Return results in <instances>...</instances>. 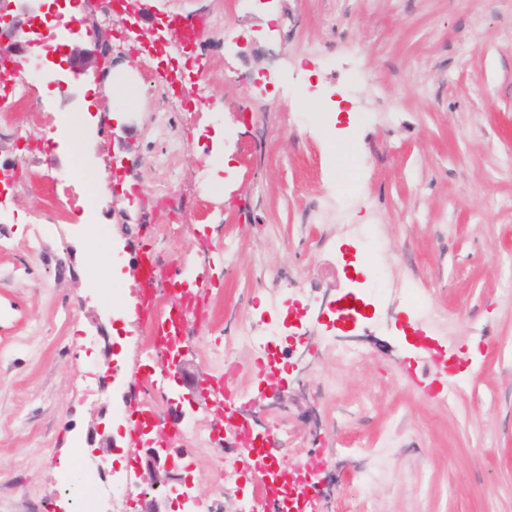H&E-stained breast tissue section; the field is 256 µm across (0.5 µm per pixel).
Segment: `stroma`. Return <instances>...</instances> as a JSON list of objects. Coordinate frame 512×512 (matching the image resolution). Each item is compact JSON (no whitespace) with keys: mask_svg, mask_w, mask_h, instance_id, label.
Instances as JSON below:
<instances>
[{"mask_svg":"<svg viewBox=\"0 0 512 512\" xmlns=\"http://www.w3.org/2000/svg\"><path fill=\"white\" fill-rule=\"evenodd\" d=\"M69 6L103 32L113 74L134 68L137 96L57 67L0 112V512H67L63 459L108 436L137 488L126 512H144L130 418L149 407L195 425L170 434L167 512L225 470L222 512H259L265 476L204 403L229 365L254 433L307 468L315 512H512V0H150L134 25L98 0ZM176 16L202 22L195 44ZM175 71L193 111L173 109ZM47 112L81 117L79 144ZM337 140L352 146L343 180ZM48 171L72 192L42 220ZM158 248L160 281L191 256L184 285L206 300L176 376L147 358L134 313ZM365 285L383 303L336 319ZM411 286L431 320L405 304ZM278 291L290 315L271 308ZM260 317L287 321V363L264 381L227 336Z\"/></svg>","mask_w":512,"mask_h":512,"instance_id":"obj_1","label":"stroma"}]
</instances>
